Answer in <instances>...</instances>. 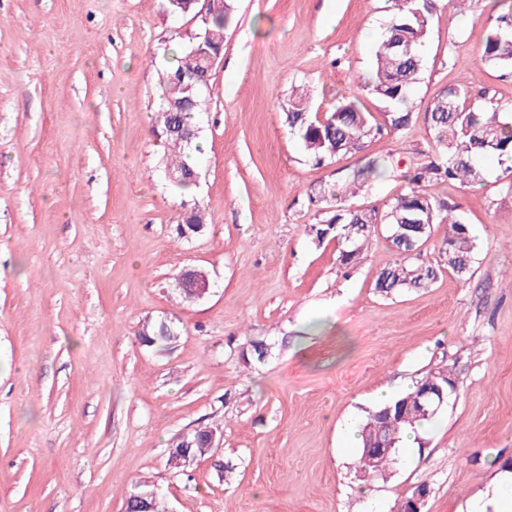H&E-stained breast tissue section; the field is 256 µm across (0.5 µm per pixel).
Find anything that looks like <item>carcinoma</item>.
I'll list each match as a JSON object with an SVG mask.
<instances>
[{
  "mask_svg": "<svg viewBox=\"0 0 512 512\" xmlns=\"http://www.w3.org/2000/svg\"><path fill=\"white\" fill-rule=\"evenodd\" d=\"M390 20L375 48L376 79L371 91L386 104L385 126L394 131L408 128L416 119L412 112L411 92L423 71L422 47L427 36L434 0H389ZM231 0H221L206 18L200 20V33L207 38L208 49L214 56L224 50V30L231 23ZM197 39L166 58V65L159 73L162 95L159 102L178 101L195 91L185 90L176 82L181 75L199 79L197 87L205 90L213 70L209 58L194 52ZM480 60L499 68L512 69V13L504 24L491 29L484 40ZM373 116L359 106L358 96L351 94L338 100L336 108L320 118L310 112L307 93L297 92L289 100L288 128L303 143L309 156L321 163L340 153L361 148L363 139L382 131V126L372 122ZM425 120L436 132L434 145L429 149L428 160L403 172L408 181V191L392 199L385 208L355 209L341 197L335 209L328 212L322 225H312L311 233L317 241L327 236L328 225L336 224V234L345 233L351 225L361 229L353 233V241H338L340 264L354 265L362 259L364 247L376 233L377 226H388L389 240L398 259L383 268L375 282L378 292L391 295L403 289L426 288L437 276L439 268H448L458 275L470 274L473 262L472 236L457 206L427 195L421 189L424 182L454 184L460 188L473 187L485 181V159H493L502 173L512 176V113L494 105L487 107L472 100L468 87L459 84L436 97L426 108ZM161 140L188 154L197 150L194 141L188 142L178 133H161ZM397 168L394 161H369L353 173L345 191L361 189L372 177L383 175L390 168ZM166 169L173 178L171 188L183 196L190 194L193 182L191 172L195 165L184 159H172ZM189 223H178L179 237L189 239L207 228L205 214L200 203L192 198L185 202ZM446 225V234L437 265H428L406 251L419 250L434 225ZM177 331L172 323L149 322L139 332V340L147 346H166L173 342ZM456 384L453 376L444 370L430 371L420 378L413 389L389 403L378 407L369 420L360 426L362 448H367L378 435L394 443V451L378 461L377 471L396 463L397 448L405 433L434 420V416H422L415 410L399 406V401L410 398L415 392L439 386L452 393ZM209 427H199L188 435H179L169 448V462L175 465L202 457L209 452L207 435Z\"/></svg>",
  "mask_w": 512,
  "mask_h": 512,
  "instance_id": "1",
  "label": "carcinoma"
}]
</instances>
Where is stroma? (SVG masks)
<instances>
[{"label": "stroma", "instance_id": "stroma-1", "mask_svg": "<svg viewBox=\"0 0 512 512\" xmlns=\"http://www.w3.org/2000/svg\"><path fill=\"white\" fill-rule=\"evenodd\" d=\"M200 124L192 195L208 234L176 233L182 196L151 127L165 55L198 32L164 0H0V512H123L133 483L168 512H471L512 465V194L423 184L458 205L473 274L426 289L374 288L396 253L379 226L355 265L318 223L367 160L422 162L423 118L466 84L512 102V77L479 59L511 5L435 0L413 92L416 122L315 164L286 121L304 87L316 112L366 89L387 0H233ZM408 183L370 179L348 202L383 207ZM209 295L182 302L187 267ZM174 322L167 348L145 320ZM269 352L257 361L253 347ZM447 369L457 390L385 476L361 471L344 426L376 395ZM221 440L181 466L168 446L197 426ZM177 336V331L171 322H148L139 332V340L147 346H166L173 342Z\"/></svg>", "mask_w": 512, "mask_h": 512}]
</instances>
